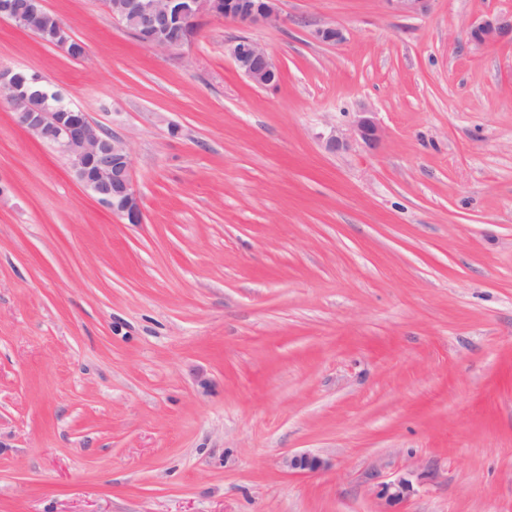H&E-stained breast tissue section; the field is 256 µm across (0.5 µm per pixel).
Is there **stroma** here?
<instances>
[{
	"label": "stroma",
	"mask_w": 512,
	"mask_h": 512,
	"mask_svg": "<svg viewBox=\"0 0 512 512\" xmlns=\"http://www.w3.org/2000/svg\"><path fill=\"white\" fill-rule=\"evenodd\" d=\"M44 5L85 59L0 19V69L126 139L143 221L0 92V512H512V45H466L512 0H280L166 53ZM237 68L255 86L266 88L280 80V70L266 47L256 41L239 39L229 46ZM353 136L365 145L375 146L384 136V130L376 118V112L362 108L352 122ZM412 491L413 485L411 480L401 476L382 484L380 496L384 498L388 504H392L403 500Z\"/></svg>",
	"instance_id": "35a3bbf8"
}]
</instances>
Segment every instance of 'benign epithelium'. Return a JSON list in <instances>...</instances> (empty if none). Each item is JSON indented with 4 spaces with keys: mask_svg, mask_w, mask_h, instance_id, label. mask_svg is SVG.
<instances>
[{
    "mask_svg": "<svg viewBox=\"0 0 512 512\" xmlns=\"http://www.w3.org/2000/svg\"><path fill=\"white\" fill-rule=\"evenodd\" d=\"M391 9L414 14L426 0H383ZM112 19L130 29L152 49L169 52L188 43L189 23L207 15L241 28L277 25L283 21L278 0H201L198 9L190 11L185 0H107ZM0 17L11 19L21 28L37 29L46 18L43 0H0ZM313 37L328 44L343 41L340 28L326 26L316 29ZM512 43V12L492 14L473 24L467 44L482 50L499 42ZM237 68L255 86L266 88L280 80V70L266 47L256 41L239 39L229 46ZM0 89L7 94L19 124L35 140L47 142L64 154L80 183L98 201L131 224L142 222L140 197L133 177V160L126 142L96 124L88 113L48 112V99L28 91L19 81L18 71L0 70ZM353 136L368 146L381 141L384 130L376 113L364 107L352 122ZM288 468L315 472L325 467L318 456L296 453L288 456ZM413 491L411 480L398 477L381 485L380 496L392 504Z\"/></svg>",
    "mask_w": 512,
    "mask_h": 512,
    "instance_id": "1",
    "label": "benign epithelium"
}]
</instances>
